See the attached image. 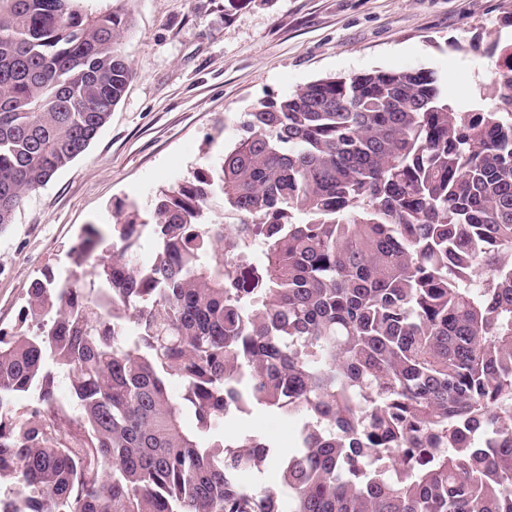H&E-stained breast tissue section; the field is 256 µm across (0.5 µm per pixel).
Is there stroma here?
<instances>
[{"label":"stroma","mask_w":512,"mask_h":512,"mask_svg":"<svg viewBox=\"0 0 512 512\" xmlns=\"http://www.w3.org/2000/svg\"><path fill=\"white\" fill-rule=\"evenodd\" d=\"M127 21L133 78L87 151L33 192L0 227V328H12L30 282L67 274L66 252L88 224H113L118 202L150 211L237 140L259 102L370 70L437 72L450 104L474 102L512 57V0H80ZM302 415L254 412L228 435L294 451Z\"/></svg>","instance_id":"35a3bbf8"}]
</instances>
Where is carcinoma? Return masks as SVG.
I'll return each instance as SVG.
<instances>
[{
  "mask_svg": "<svg viewBox=\"0 0 512 512\" xmlns=\"http://www.w3.org/2000/svg\"><path fill=\"white\" fill-rule=\"evenodd\" d=\"M76 2L0 0V227L132 79L122 17ZM489 90L308 83L87 225L0 328V512H512L511 58ZM253 411L305 415L286 503L237 483L275 447L224 437Z\"/></svg>",
  "mask_w": 512,
  "mask_h": 512,
  "instance_id": "obj_1",
  "label": "carcinoma"
}]
</instances>
